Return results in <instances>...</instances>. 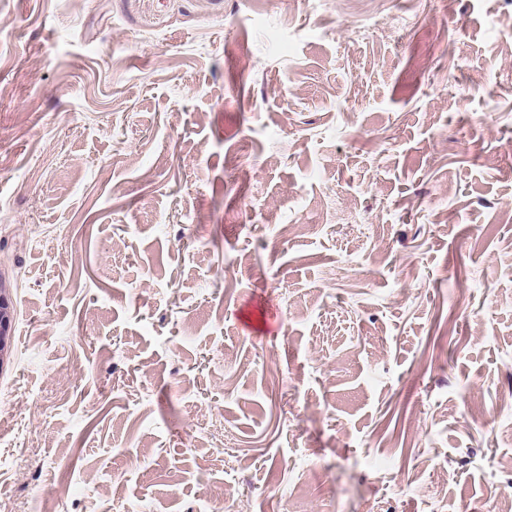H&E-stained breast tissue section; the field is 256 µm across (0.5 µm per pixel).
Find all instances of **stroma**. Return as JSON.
I'll return each mask as SVG.
<instances>
[{
    "mask_svg": "<svg viewBox=\"0 0 512 512\" xmlns=\"http://www.w3.org/2000/svg\"><path fill=\"white\" fill-rule=\"evenodd\" d=\"M0 512H512V0H0ZM14 309L9 288L0 278V367L9 359L13 340Z\"/></svg>",
    "mask_w": 512,
    "mask_h": 512,
    "instance_id": "stroma-1",
    "label": "stroma"
}]
</instances>
